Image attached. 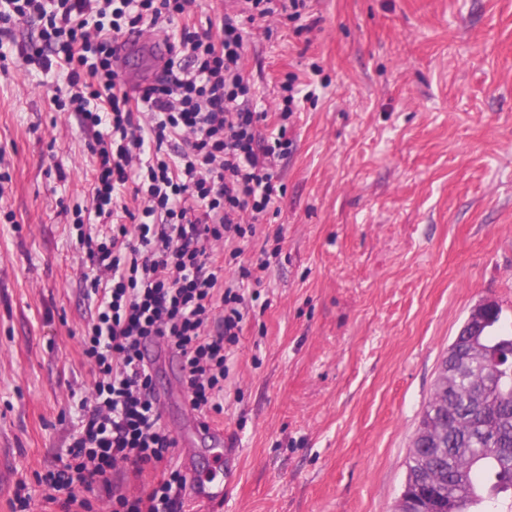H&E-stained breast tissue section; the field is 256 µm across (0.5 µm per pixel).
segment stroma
Here are the masks:
<instances>
[{"label":"stroma","instance_id":"35a3bbf8","mask_svg":"<svg viewBox=\"0 0 512 512\" xmlns=\"http://www.w3.org/2000/svg\"><path fill=\"white\" fill-rule=\"evenodd\" d=\"M244 67L275 123L298 94L284 192L248 254L265 288L224 383L239 477L223 512H393L448 347L490 300L512 327V0H306L248 27ZM54 84L0 72V449L17 478L67 462L88 369L76 206L93 156Z\"/></svg>","mask_w":512,"mask_h":512}]
</instances>
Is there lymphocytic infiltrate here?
Masks as SVG:
<instances>
[{
	"label": "lymphocytic infiltrate",
	"mask_w": 512,
	"mask_h": 512,
	"mask_svg": "<svg viewBox=\"0 0 512 512\" xmlns=\"http://www.w3.org/2000/svg\"><path fill=\"white\" fill-rule=\"evenodd\" d=\"M241 17L193 23L197 0H0V43L23 33L25 71L60 72L58 111L73 115L95 157L81 237L96 314L79 340L91 379L69 461L39 477L34 498L15 485L10 512H183L187 479L157 405L153 338L177 360L189 407L224 412L228 360L269 264L242 245L283 187L274 162L288 147L293 95L262 137L242 68L243 22L299 10L304 0H242ZM164 31L159 74L130 94L119 82L120 40ZM240 262L224 274V256Z\"/></svg>",
	"instance_id": "f902f5d3"
}]
</instances>
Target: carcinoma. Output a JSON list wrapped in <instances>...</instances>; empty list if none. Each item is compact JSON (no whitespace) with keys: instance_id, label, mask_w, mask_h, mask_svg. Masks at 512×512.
I'll list each match as a JSON object with an SVG mask.
<instances>
[{"instance_id":"1","label":"carcinoma","mask_w":512,"mask_h":512,"mask_svg":"<svg viewBox=\"0 0 512 512\" xmlns=\"http://www.w3.org/2000/svg\"><path fill=\"white\" fill-rule=\"evenodd\" d=\"M496 310L480 330L464 325L451 343L459 355L480 346L481 358L460 381L468 398L435 385L407 459L402 495L436 497L454 512H493L512 491V370L494 374L497 353L512 352V336L496 335Z\"/></svg>"}]
</instances>
